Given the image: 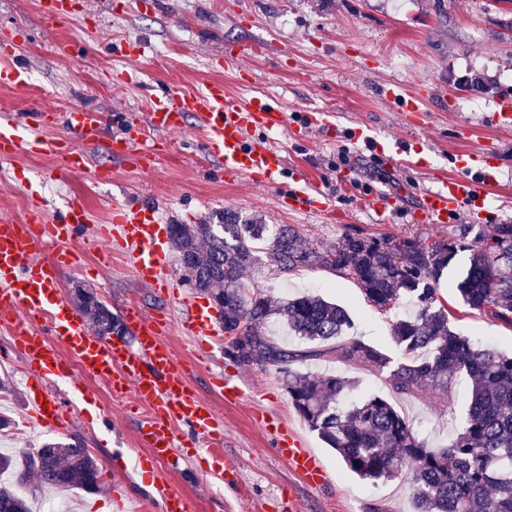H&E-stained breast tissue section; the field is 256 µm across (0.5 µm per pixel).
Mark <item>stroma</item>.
<instances>
[{
    "label": "stroma",
    "mask_w": 512,
    "mask_h": 512,
    "mask_svg": "<svg viewBox=\"0 0 512 512\" xmlns=\"http://www.w3.org/2000/svg\"><path fill=\"white\" fill-rule=\"evenodd\" d=\"M70 18L46 23L40 0H0V37L12 39L16 59L32 73L30 85L0 86V113L24 114L42 109L56 114L74 106L99 113L96 135L82 141L89 165L79 174L64 172L60 156L21 152L0 160V220L22 219L29 206L28 179L36 171L53 172L41 184L47 200L46 220L73 198L84 201L89 224L75 247L81 263L65 270L59 292L73 300L77 290H93L115 316L132 305L149 314H172L170 299L137 279L129 256L106 248L95 227L110 222L112 203L124 198L155 206L164 224H288L308 242L333 243L347 234L432 242L459 234L462 225L480 230L512 224V125L493 123L498 104L512 94V0H157L151 10L132 0H71ZM70 40L72 55L56 53ZM147 44L143 58L114 52L117 42ZM255 44L237 69L220 66L229 45ZM135 71L139 81L111 83L116 70ZM472 71L488 74L490 92L476 94L459 81ZM220 82L237 99H272L285 114L283 127L268 132L293 169L315 175L341 212L334 220L316 210L295 211L284 198L294 183L284 178L269 187L242 178L228 184L221 164L203 149V130L189 116L173 137L156 169L140 172L108 149L126 120H146L147 99L160 90L198 91ZM423 99L425 120L413 126L400 112L397 96ZM335 116L333 130L309 127L308 112ZM372 128L392 145H411L423 160L392 164L358 138ZM489 150L498 159L497 182L484 187L486 206L475 218L458 208L444 224H414L409 216L419 197L433 186L437 171L456 174L455 158L463 151ZM112 173L98 180V169ZM350 175L341 185L339 173ZM394 195L396 208L379 215L376 195ZM468 253H460L447 270L437 298L450 312L453 329L479 346L512 352V325L489 312L464 305L453 286ZM252 292L274 298L320 295L349 312L354 335L386 349L400 350L391 323L409 313L407 304L390 311L369 303L355 282L327 269L278 270L273 263L248 269ZM164 340L183 365L189 382L224 426V473L216 475L204 461V443H181L173 459L160 463L154 479L142 478L140 459L146 449L137 428L143 413L134 397H113L107 385L86 375L56 380L52 392L70 408L67 431L21 428L27 415L26 379L9 329L0 327V451L17 456L45 442H76L113 467L115 481L127 493L146 499L162 484L190 498L194 512H413L408 489L397 480L371 482L342 464L332 449L299 418L272 366L241 363L216 346L199 359L192 337L170 327ZM296 370L333 373L360 380L361 391L386 396L413 423L430 445L442 446L461 429L467 408V385L451 391L405 395L365 366L326 356L295 362ZM235 375L246 391L232 401L216 391L211 376ZM291 426L305 438L328 474L324 484L309 487L273 451V442L257 423V413ZM33 512L53 503L58 512H111V488L98 493L81 489L22 488Z\"/></svg>",
    "instance_id": "stroma-1"
}]
</instances>
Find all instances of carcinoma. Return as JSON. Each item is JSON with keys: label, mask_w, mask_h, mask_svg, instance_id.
Wrapping results in <instances>:
<instances>
[{"label": "carcinoma", "mask_w": 512, "mask_h": 512, "mask_svg": "<svg viewBox=\"0 0 512 512\" xmlns=\"http://www.w3.org/2000/svg\"><path fill=\"white\" fill-rule=\"evenodd\" d=\"M173 224L180 270L192 288L212 300L229 334L231 355L243 363L270 365L281 376L293 408L352 473L365 480L403 478L414 512H512V353L480 348L451 326L436 286L458 253L471 252L456 283L464 304L487 310L512 325V224H492L466 242L469 229L432 243L347 234L313 245L286 225ZM283 271L324 268L354 280L380 311L408 301L416 311L392 322L395 358L348 335L352 320L319 295L276 302L249 292L244 273L260 262L255 243ZM80 312L96 333L123 335L124 326L93 293H76ZM276 318L292 336L316 346L300 353L277 345L265 329ZM360 364L385 377L401 394L446 390L456 375L468 379L462 430L440 448L420 440L413 423L385 397L349 399L358 382L342 375H311L292 367L323 353ZM20 479L34 475L47 488L101 491L100 468L86 449L48 442L23 463L0 455V471ZM0 512H29L26 498L0 488Z\"/></svg>", "instance_id": "obj_1"}]
</instances>
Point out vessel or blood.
I'll return each mask as SVG.
<instances>
[{"label":"vessel or blood","instance_id":"vessel-or-blood-1","mask_svg":"<svg viewBox=\"0 0 512 512\" xmlns=\"http://www.w3.org/2000/svg\"><path fill=\"white\" fill-rule=\"evenodd\" d=\"M30 73L15 59L11 42L0 41V86H27ZM198 117L209 155L223 162L225 182L241 178L274 185L284 174L295 183L293 205L323 202L314 180L304 170L287 172L283 152L252 132L273 131L284 122L283 112L267 98L245 100L228 96L223 83L200 91H164L148 99L146 124L130 120L122 134L112 141L114 155L139 171L152 172L159 155L158 136L179 131L187 115ZM63 124L71 138L67 141L41 137V128ZM100 123L98 113L84 108L63 115L42 111L0 118V158L8 159L27 151L62 156L65 169L79 172L87 167L85 151L73 145V137H91ZM456 164L463 170L479 168L486 181H493L495 165L489 154L463 152ZM434 188L426 191L411 214L416 224L446 223L451 211L461 206L481 208L483 195L474 181L463 175L438 174ZM43 197L33 198L20 222L0 221V325L7 327L14 347L22 356L27 372V402L35 421L57 430L69 422L66 403L49 393L51 380L67 373L68 361L78 362L84 373L109 385L113 393L133 394L148 413L139 429V438L148 453L140 461L144 472L171 459L176 446L178 424L190 426L195 437L207 439V453L214 468L224 465V432L211 407L188 384L182 368L162 337L170 322L164 316H149L138 308L125 309L122 322L126 338H105L94 334L83 317L58 293L59 275L75 266L73 246L77 230L88 221L82 200L67 202L53 221L44 217ZM169 229L155 218L153 209L124 201L112 204L110 223L100 225L99 239L122 242L132 258L136 276L162 292L174 293L166 247ZM182 307L180 327L203 347L222 341L224 328L209 303L186 294L178 299ZM273 440L275 453L291 470L316 487L327 474L318 456L295 430L263 421ZM153 512H192L184 495L159 490L150 500Z\"/></svg>","mask_w":512,"mask_h":512}]
</instances>
